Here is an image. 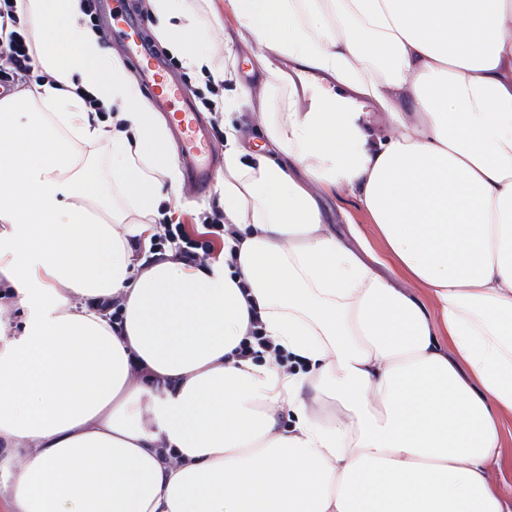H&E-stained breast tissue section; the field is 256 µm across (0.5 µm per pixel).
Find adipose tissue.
<instances>
[{
    "mask_svg": "<svg viewBox=\"0 0 512 512\" xmlns=\"http://www.w3.org/2000/svg\"><path fill=\"white\" fill-rule=\"evenodd\" d=\"M150 0L168 52L224 81L254 43L267 141L224 114L228 233L203 268L139 253L178 207L165 119L80 0H17L48 31L0 99V273L26 309L0 349L10 512H512V0ZM285 57L298 66L277 65ZM362 98L388 117L374 136ZM109 140L107 177L79 146ZM110 182L111 195L102 184ZM358 199L426 298L378 273L319 198ZM123 323L112 327L109 301ZM298 364L239 358L251 318ZM202 16V43H207L209 40L221 41L224 39L225 32H231L235 29L234 20L226 13H220V19H215L209 12H203Z\"/></svg>",
    "mask_w": 512,
    "mask_h": 512,
    "instance_id": "adipose-tissue-1",
    "label": "adipose tissue"
}]
</instances>
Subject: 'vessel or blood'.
<instances>
[{
    "label": "vessel or blood",
    "instance_id": "vessel-or-blood-1",
    "mask_svg": "<svg viewBox=\"0 0 512 512\" xmlns=\"http://www.w3.org/2000/svg\"><path fill=\"white\" fill-rule=\"evenodd\" d=\"M112 22L124 40L127 56L138 60L142 81L154 88L155 107L171 119L188 181L196 185L208 182L213 174L208 149L210 134L198 112L183 98L179 85L169 79L163 62L144 53L140 32L128 14L113 11Z\"/></svg>",
    "mask_w": 512,
    "mask_h": 512
}]
</instances>
